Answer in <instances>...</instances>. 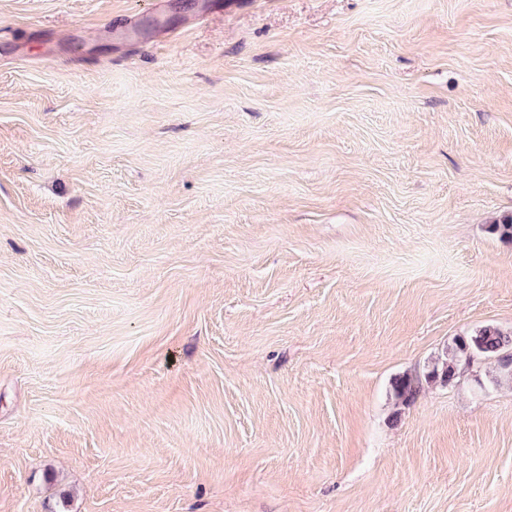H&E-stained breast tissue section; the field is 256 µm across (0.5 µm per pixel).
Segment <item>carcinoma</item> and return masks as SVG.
<instances>
[{
	"instance_id": "obj_1",
	"label": "carcinoma",
	"mask_w": 512,
	"mask_h": 512,
	"mask_svg": "<svg viewBox=\"0 0 512 512\" xmlns=\"http://www.w3.org/2000/svg\"><path fill=\"white\" fill-rule=\"evenodd\" d=\"M487 359H493L500 367L502 376L512 381V334L493 326L458 336L448 347L445 360L436 362L424 373L406 374L397 378L393 390L404 403L413 402L426 384L440 381L451 383L463 370Z\"/></svg>"
}]
</instances>
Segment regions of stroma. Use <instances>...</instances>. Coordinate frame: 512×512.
Returning a JSON list of instances; mask_svg holds the SVG:
<instances>
[{"label":"stroma","mask_w":512,"mask_h":512,"mask_svg":"<svg viewBox=\"0 0 512 512\" xmlns=\"http://www.w3.org/2000/svg\"><path fill=\"white\" fill-rule=\"evenodd\" d=\"M512 0H0V512H512ZM494 359L500 367L504 380L512 381V334L503 332L493 326L458 336L448 347L446 358L441 363L434 362L426 372L406 374L397 378L393 390L402 403L413 402L421 392L424 384L440 380L450 384L465 369L487 359Z\"/></svg>","instance_id":"1"}]
</instances>
